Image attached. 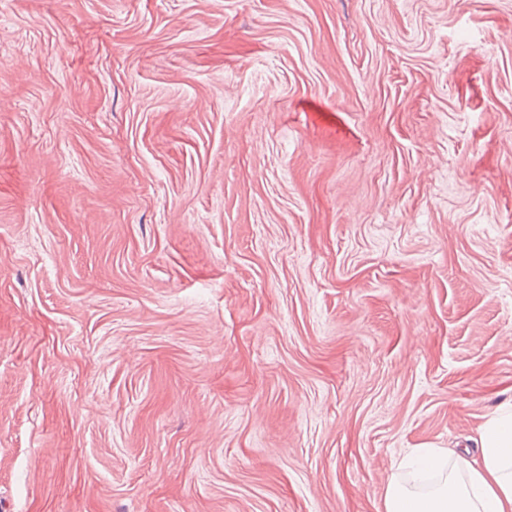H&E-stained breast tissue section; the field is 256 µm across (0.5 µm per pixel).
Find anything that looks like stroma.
Returning a JSON list of instances; mask_svg holds the SVG:
<instances>
[{"instance_id":"obj_1","label":"stroma","mask_w":512,"mask_h":512,"mask_svg":"<svg viewBox=\"0 0 512 512\" xmlns=\"http://www.w3.org/2000/svg\"><path fill=\"white\" fill-rule=\"evenodd\" d=\"M512 404V0H0V512H384Z\"/></svg>"}]
</instances>
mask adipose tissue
Masks as SVG:
<instances>
[{
    "label": "adipose tissue",
    "instance_id": "ef3b65f1",
    "mask_svg": "<svg viewBox=\"0 0 512 512\" xmlns=\"http://www.w3.org/2000/svg\"><path fill=\"white\" fill-rule=\"evenodd\" d=\"M476 446L477 455L453 460L440 448L418 449V459L444 479L425 494L391 479L385 512H512V405L484 422Z\"/></svg>",
    "mask_w": 512,
    "mask_h": 512
}]
</instances>
